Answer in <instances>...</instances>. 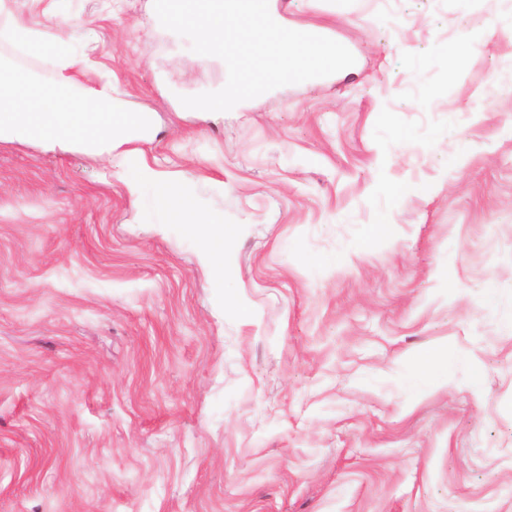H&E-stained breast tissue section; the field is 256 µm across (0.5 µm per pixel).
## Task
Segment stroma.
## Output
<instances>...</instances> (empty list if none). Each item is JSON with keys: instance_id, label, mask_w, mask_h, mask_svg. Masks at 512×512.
<instances>
[{"instance_id": "35a3bbf8", "label": "stroma", "mask_w": 512, "mask_h": 512, "mask_svg": "<svg viewBox=\"0 0 512 512\" xmlns=\"http://www.w3.org/2000/svg\"><path fill=\"white\" fill-rule=\"evenodd\" d=\"M277 7L354 65L183 112L221 63L154 0H7L93 34L226 272L104 158L0 140V512H512V0Z\"/></svg>"}]
</instances>
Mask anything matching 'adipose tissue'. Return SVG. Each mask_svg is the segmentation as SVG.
<instances>
[{"mask_svg": "<svg viewBox=\"0 0 512 512\" xmlns=\"http://www.w3.org/2000/svg\"><path fill=\"white\" fill-rule=\"evenodd\" d=\"M0 36L30 55L52 54L60 58L62 65L53 86L78 106L74 112L48 111L45 102L30 99L35 79L24 78L16 97L0 98V135L22 142L35 141L52 151H82L108 159L114 149L147 128L148 115L135 114L124 100L113 97L111 86L84 81L87 57L70 50L67 32L47 37L14 20L0 29ZM119 174L131 194H139L144 185H152L157 209L186 214L190 224L204 228L209 239H223V224L199 209L186 207L181 188L155 173L143 157L124 153Z\"/></svg>", "mask_w": 512, "mask_h": 512, "instance_id": "obj_1", "label": "adipose tissue"}]
</instances>
